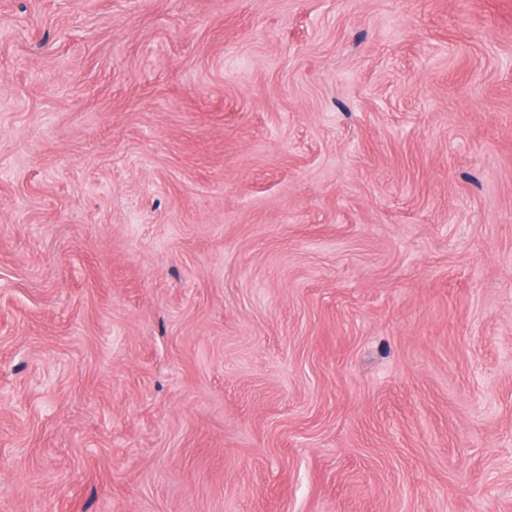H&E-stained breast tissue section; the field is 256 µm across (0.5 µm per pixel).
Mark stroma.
I'll list each match as a JSON object with an SVG mask.
<instances>
[{
  "instance_id": "obj_1",
  "label": "stroma",
  "mask_w": 512,
  "mask_h": 512,
  "mask_svg": "<svg viewBox=\"0 0 512 512\" xmlns=\"http://www.w3.org/2000/svg\"><path fill=\"white\" fill-rule=\"evenodd\" d=\"M0 512H512V0H0Z\"/></svg>"
}]
</instances>
